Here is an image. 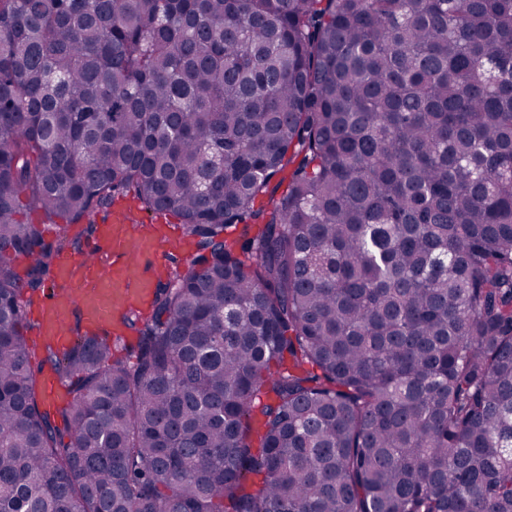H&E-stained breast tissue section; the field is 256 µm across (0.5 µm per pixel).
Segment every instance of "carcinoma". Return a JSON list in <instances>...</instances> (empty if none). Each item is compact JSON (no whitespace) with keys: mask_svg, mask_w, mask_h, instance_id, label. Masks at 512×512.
<instances>
[{"mask_svg":"<svg viewBox=\"0 0 512 512\" xmlns=\"http://www.w3.org/2000/svg\"><path fill=\"white\" fill-rule=\"evenodd\" d=\"M119 197L198 255L32 361ZM0 512H512V0H0ZM29 220H31L34 224H42V227L45 230V236L47 238H53L59 232L65 233V236L75 242L74 232L77 229H80L82 233L88 234L90 232L87 231V227L89 224H66L60 220H57L56 224H43L44 218L40 212H31L28 214Z\"/></svg>","mask_w":512,"mask_h":512,"instance_id":"obj_1","label":"carcinoma"}]
</instances>
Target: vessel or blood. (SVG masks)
Segmentation results:
<instances>
[{
	"label": "vessel or blood",
	"mask_w": 512,
	"mask_h": 512,
	"mask_svg": "<svg viewBox=\"0 0 512 512\" xmlns=\"http://www.w3.org/2000/svg\"><path fill=\"white\" fill-rule=\"evenodd\" d=\"M163 247L160 229H144L130 210L113 208L77 250L59 254L52 287L30 309L38 337L69 345L74 316L88 332L118 333L119 315L151 299Z\"/></svg>",
	"instance_id": "1"
}]
</instances>
